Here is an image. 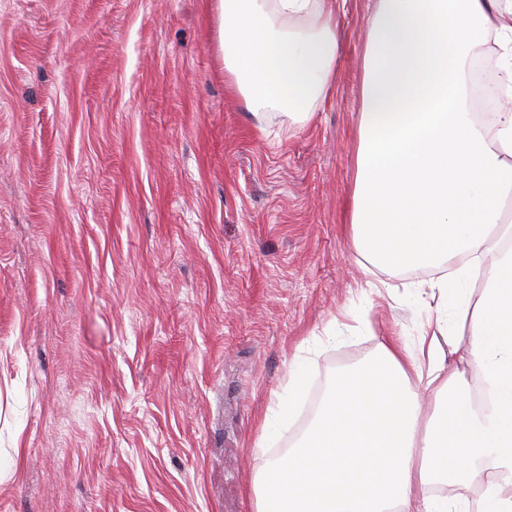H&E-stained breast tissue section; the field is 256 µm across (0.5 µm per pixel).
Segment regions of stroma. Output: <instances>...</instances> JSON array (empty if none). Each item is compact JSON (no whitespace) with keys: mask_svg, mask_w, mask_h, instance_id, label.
<instances>
[{"mask_svg":"<svg viewBox=\"0 0 512 512\" xmlns=\"http://www.w3.org/2000/svg\"><path fill=\"white\" fill-rule=\"evenodd\" d=\"M370 10L289 131L228 84L209 0H0V512H255L316 392L427 331L429 271L358 291Z\"/></svg>","mask_w":512,"mask_h":512,"instance_id":"stroma-1","label":"stroma"}]
</instances>
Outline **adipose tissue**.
<instances>
[{"label": "adipose tissue", "mask_w": 512, "mask_h": 512, "mask_svg": "<svg viewBox=\"0 0 512 512\" xmlns=\"http://www.w3.org/2000/svg\"><path fill=\"white\" fill-rule=\"evenodd\" d=\"M210 9L224 75L256 123L308 122L335 74L336 0ZM369 27L353 248L379 269L418 257L439 269L436 330L387 341L337 377L301 442L266 462L256 512H512V109L479 122L466 78L476 48L493 44L512 97V0H374ZM469 368L489 398L478 408ZM422 386L437 406L427 419ZM440 483L481 495L432 496Z\"/></svg>", "instance_id": "1"}]
</instances>
